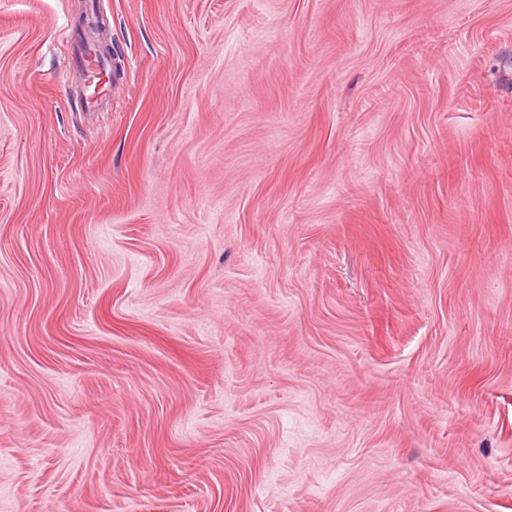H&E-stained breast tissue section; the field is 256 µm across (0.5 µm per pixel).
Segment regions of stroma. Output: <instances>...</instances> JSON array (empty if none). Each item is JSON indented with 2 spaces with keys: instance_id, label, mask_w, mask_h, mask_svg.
Wrapping results in <instances>:
<instances>
[{
  "instance_id": "1",
  "label": "stroma",
  "mask_w": 512,
  "mask_h": 512,
  "mask_svg": "<svg viewBox=\"0 0 512 512\" xmlns=\"http://www.w3.org/2000/svg\"><path fill=\"white\" fill-rule=\"evenodd\" d=\"M0 512H512V0H0ZM109 63L105 59H98L94 56L92 46L85 43L82 38L77 42L76 51L73 57V68L83 70L89 78L103 70H108Z\"/></svg>"
}]
</instances>
